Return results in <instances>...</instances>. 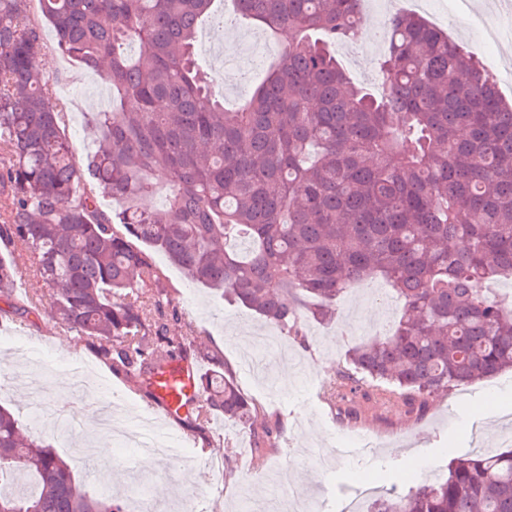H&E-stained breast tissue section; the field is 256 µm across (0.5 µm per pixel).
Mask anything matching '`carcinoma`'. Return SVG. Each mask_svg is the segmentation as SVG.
<instances>
[{"label": "carcinoma", "instance_id": "carcinoma-1", "mask_svg": "<svg viewBox=\"0 0 512 512\" xmlns=\"http://www.w3.org/2000/svg\"><path fill=\"white\" fill-rule=\"evenodd\" d=\"M26 2L0 0L1 294L27 259V310L49 300L61 327L147 394L171 361H208L187 418L201 432L218 412L252 427L258 465L280 424L254 427L260 407L224 360L169 332L179 311L163 301L165 274L132 240L301 342L303 316L326 321L351 284L385 279L400 317L349 351L340 388L378 382L413 411L512 370V308L482 288L512 277V104L448 33L395 17L372 93L335 53L364 23L359 0H235L288 49L227 111L196 51L201 22L224 27L212 0H39L58 49L108 91L79 163ZM160 190L164 208L141 206ZM102 195L121 210H100ZM21 474L35 490L16 486ZM0 512L125 510L0 407ZM368 512H512V451L459 458Z\"/></svg>", "mask_w": 512, "mask_h": 512}]
</instances>
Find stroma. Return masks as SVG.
Returning <instances> with one entry per match:
<instances>
[{"label":"stroma","mask_w":512,"mask_h":512,"mask_svg":"<svg viewBox=\"0 0 512 512\" xmlns=\"http://www.w3.org/2000/svg\"><path fill=\"white\" fill-rule=\"evenodd\" d=\"M27 9L38 22L45 43L40 66L51 76L56 94L65 96L73 74L56 64L60 53L37 0H28ZM384 21L381 15L366 20L357 40L348 47V57L341 60L358 84L372 86L379 72L380 57L374 48L383 41ZM249 31V26L239 23L221 31L206 24L200 27L199 58L209 68L216 89L223 91L229 108L248 98L265 73L243 72L237 88L227 89L212 48L220 41L237 43ZM78 95L80 109L72 113L64 133L76 159L81 160L97 141L93 118L104 104L95 75L85 74ZM151 258L165 273L167 297L182 312L181 320L171 323V333L189 337L203 351L219 353L240 391L260 404L266 416L279 419L283 434L259 472L251 468L252 432L220 416L203 435L186 421L172 429L183 456L196 458L193 468L175 459L149 460L139 449L120 447L94 416L96 392L60 386L58 379L82 366L94 370L101 389L118 385L129 391V399L112 410L113 421L128 430L143 413L141 393L130 380L114 374L94 348L75 334L61 332L47 313L25 312L24 291L14 287L12 297H0V405L25 411L26 391L15 379L29 370L25 349H36L44 371L41 396L45 407L55 409L56 396L63 392L81 405L83 419L68 430L32 422L29 433L51 444L78 480L93 488L103 487L105 493L121 499L126 512H139L136 494L140 491L167 512H248L254 501L295 492L302 494L315 512H341L363 483L375 482L378 495H398L420 479L446 475L452 459L473 450L512 448V371L434 395L416 416L407 413L400 399L378 396L367 382L335 407L317 401V392L332 386L337 372L346 365L348 350L360 337L385 332L397 322L399 300L385 280L350 287L337 300L332 320L306 319L308 344L280 336L282 351L269 353L262 367L256 368L246 358L244 346L251 337L267 334L266 323L219 298L215 291L191 282L169 265L162 253L152 252ZM226 335L235 337V344L220 346V338ZM367 432L377 435L375 446L358 449L359 435ZM87 443H104L112 451L109 456L95 457L89 465L78 452ZM207 443L223 446V455L197 456V448ZM160 484L168 486V494L155 493Z\"/></svg>","instance_id":"stroma-1"}]
</instances>
